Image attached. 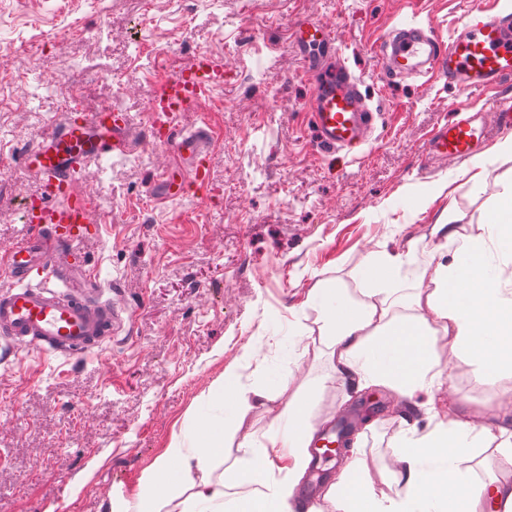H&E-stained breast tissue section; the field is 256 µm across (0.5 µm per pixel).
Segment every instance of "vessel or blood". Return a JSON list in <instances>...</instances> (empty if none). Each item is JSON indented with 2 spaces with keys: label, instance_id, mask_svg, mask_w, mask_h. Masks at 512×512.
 <instances>
[{
  "label": "vessel or blood",
  "instance_id": "obj_1",
  "mask_svg": "<svg viewBox=\"0 0 512 512\" xmlns=\"http://www.w3.org/2000/svg\"><path fill=\"white\" fill-rule=\"evenodd\" d=\"M472 20L443 39L430 22L415 19L392 24L374 52L384 74L444 80L466 94L497 88L512 77V18L486 13L473 0ZM291 39L311 85V124L321 145L332 153H351L371 141L375 115L359 89V79L343 61L322 21L298 23ZM224 72L208 57L194 69L176 73L162 84L150 110L151 133L171 149L175 162L155 184L159 200L182 196L205 183L203 159L211 145L205 129L186 132L180 113L193 109ZM494 124L512 125V96L486 105ZM488 126L454 112L430 141L431 152L455 162L472 159L489 139ZM135 149L127 114L104 111L92 118L69 119L48 131L22 162L41 180L43 193L24 214L26 234L9 255L10 283L0 289V340L51 355L70 356L103 347L121 330L122 309L103 298L100 282L85 273L80 284L62 280L61 270L76 267V248L86 239L90 207L74 194L75 177L90 164L124 157ZM64 207H56L57 199Z\"/></svg>",
  "mask_w": 512,
  "mask_h": 512
}]
</instances>
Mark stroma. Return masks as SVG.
Masks as SVG:
<instances>
[{"instance_id": "obj_1", "label": "stroma", "mask_w": 512, "mask_h": 512, "mask_svg": "<svg viewBox=\"0 0 512 512\" xmlns=\"http://www.w3.org/2000/svg\"><path fill=\"white\" fill-rule=\"evenodd\" d=\"M420 7L446 36L470 19V0ZM408 11L407 0H197L189 14L181 0H0V46L38 49L0 54V258L25 233L23 205L41 193L23 150L107 102L141 134L133 153L75 182L95 226L81 264L118 293L129 323L102 351L65 360L0 348V512H101L108 498L133 499L174 432L190 437L201 415L223 418L207 395L228 369L269 398L229 427L215 479L245 437H262L302 397L320 422L355 414L356 454L379 490L392 481L396 440L440 424L426 393L412 396L421 414L408 422L389 389L333 380L309 303L326 281L361 299L358 266L370 252L402 257V286L418 292V268L444 226L483 235L512 183L501 151L512 128L494 129L473 162L429 152L455 109L477 113L487 96L379 77L372 48ZM310 18L327 22L379 114L375 141L353 158L322 152L307 120L310 86L290 29ZM202 54L224 81L179 120L212 135L208 185L160 203L156 177L173 157L145 137L149 109L169 73ZM74 82L84 86L77 103ZM434 353L446 367L438 400L454 402L459 417L482 415L497 441L512 437V400L502 397L512 375L479 376L444 336ZM459 467L488 483L512 472V458L472 448Z\"/></svg>"}]
</instances>
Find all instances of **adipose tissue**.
<instances>
[{
	"label": "adipose tissue",
	"mask_w": 512,
	"mask_h": 512,
	"mask_svg": "<svg viewBox=\"0 0 512 512\" xmlns=\"http://www.w3.org/2000/svg\"><path fill=\"white\" fill-rule=\"evenodd\" d=\"M490 218L487 236L475 239L450 230L451 262L435 259L427 294L401 293V259L368 253L361 263L364 298L352 302L323 283L310 297L322 320L321 336L337 377L357 376L410 397L442 385L434 356L437 335L488 380L512 373V184ZM225 424L204 422L193 442L174 437L151 475L130 500L108 499L105 512H293L290 496L308 468V448L317 431L305 404L277 416L264 440L243 439L236 460L220 480L209 472L224 446ZM487 435L453 420L427 434L396 442V471L403 486L376 490L365 479L367 464L354 459L325 494L331 512H481L487 494L508 497L505 486L487 488L457 468L458 448H475ZM435 467V481L421 478Z\"/></svg>",
	"instance_id": "1"
}]
</instances>
